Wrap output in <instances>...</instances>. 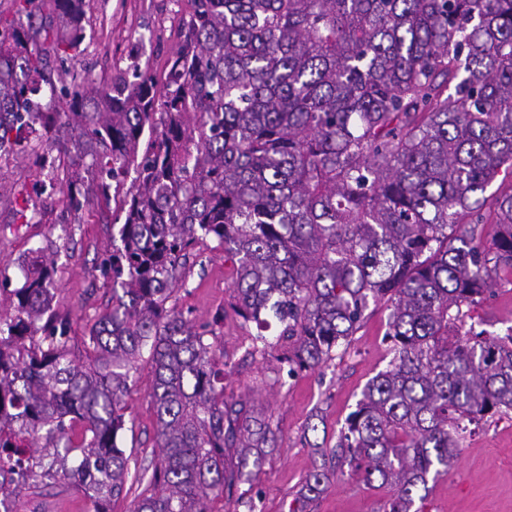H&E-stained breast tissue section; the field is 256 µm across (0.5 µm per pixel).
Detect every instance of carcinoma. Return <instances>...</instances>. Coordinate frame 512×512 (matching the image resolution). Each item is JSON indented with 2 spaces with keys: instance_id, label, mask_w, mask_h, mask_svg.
<instances>
[{
  "instance_id": "obj_1",
  "label": "carcinoma",
  "mask_w": 512,
  "mask_h": 512,
  "mask_svg": "<svg viewBox=\"0 0 512 512\" xmlns=\"http://www.w3.org/2000/svg\"><path fill=\"white\" fill-rule=\"evenodd\" d=\"M187 2L160 79L135 63L109 81L76 68L86 0H14L0 16V149L37 124L49 151L96 145L101 180L69 168L64 198L124 213L102 266L112 308L82 360L54 307L56 252L15 263L0 512L59 483L109 512L130 477L119 440L145 350L159 455L134 512H215L261 470L274 431L224 399L215 328L166 307L209 239L235 267L233 311L281 326L256 340L288 344L290 377L348 343L370 303H391L393 357L346 420L339 460L392 490L384 512H423L467 426L512 411V328L488 337L462 313L512 270V186L488 193L512 169V0ZM482 224L495 225L488 248ZM329 479L309 474L292 512Z\"/></svg>"
}]
</instances>
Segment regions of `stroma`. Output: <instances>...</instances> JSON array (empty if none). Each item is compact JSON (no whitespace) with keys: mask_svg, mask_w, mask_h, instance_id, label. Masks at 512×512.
<instances>
[{"mask_svg":"<svg viewBox=\"0 0 512 512\" xmlns=\"http://www.w3.org/2000/svg\"><path fill=\"white\" fill-rule=\"evenodd\" d=\"M179 0H89L83 61L98 79H108L140 61L161 74L177 48L183 18ZM40 142L30 134L1 171L8 190L0 196V267L29 249H57L58 314L69 325L70 345L81 353L93 321L112 305V283L100 267L112 234V210L90 204L68 208L57 174L39 169L31 149ZM35 211L32 223L18 218L21 208ZM232 263L217 241H207L186 264V277L168 308L198 325L215 324L224 361V396L246 400L265 413L276 432L274 450L244 498H229L224 512H288L305 477L334 449L340 430L356 408L367 381L386 369L392 354L384 335L390 313L386 302L370 305L349 343L336 348L320 368L288 377L271 357L249 355L255 324H242L233 313ZM223 322H216V315ZM465 324L494 335L512 329V272L500 271L491 293L471 307ZM126 398L123 447L137 469L150 466L156 452V420L149 397V359H141ZM388 490L367 485L361 472L340 464L311 512H383ZM73 486L58 484L37 494L22 493L18 512H88ZM424 512H512V411L494 416L465 435L446 474L429 486Z\"/></svg>","mask_w":512,"mask_h":512,"instance_id":"35a3bbf8","label":"stroma"}]
</instances>
